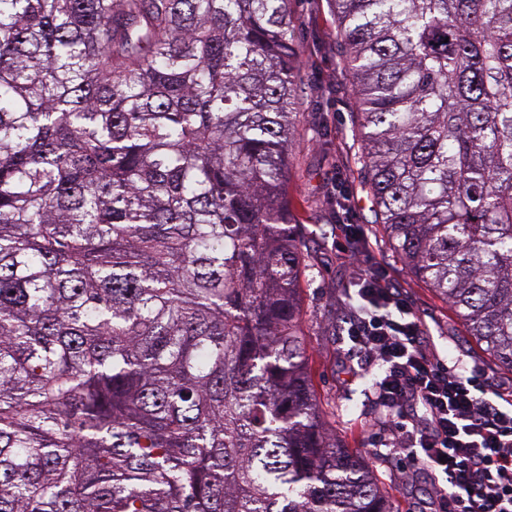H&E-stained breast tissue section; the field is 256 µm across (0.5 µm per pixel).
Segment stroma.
I'll return each mask as SVG.
<instances>
[{"label": "stroma", "instance_id": "35a3bbf8", "mask_svg": "<svg viewBox=\"0 0 512 512\" xmlns=\"http://www.w3.org/2000/svg\"><path fill=\"white\" fill-rule=\"evenodd\" d=\"M290 8L301 53V92L288 196L299 222L311 231L305 245L310 267L302 279L301 320L314 384L329 432L364 461L398 512H411L417 498L430 491L431 481L424 473L409 480L398 460L368 445L367 428L378 416L368 395L375 377L369 374L352 380L346 374L351 360L342 322L348 308L345 286L354 267L336 246L338 209L332 201L336 182H343L356 200L347 221L361 225L374 257L426 323L431 351L457 370L479 365L504 381L512 379V369L499 365L475 342L448 304L409 272L375 224L360 189L355 98L340 63L331 4L329 0H292Z\"/></svg>", "mask_w": 512, "mask_h": 512}]
</instances>
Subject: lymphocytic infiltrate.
Here are the masks:
<instances>
[{
  "mask_svg": "<svg viewBox=\"0 0 512 512\" xmlns=\"http://www.w3.org/2000/svg\"><path fill=\"white\" fill-rule=\"evenodd\" d=\"M352 304L344 331L360 360L378 371L371 399L388 419L378 437L434 480L417 512H512V391L494 388L426 349L427 329L385 269L353 248Z\"/></svg>",
  "mask_w": 512,
  "mask_h": 512,
  "instance_id": "1",
  "label": "lymphocytic infiltrate"
}]
</instances>
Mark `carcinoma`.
Masks as SVG:
<instances>
[{
	"label": "carcinoma",
	"mask_w": 512,
	"mask_h": 512,
	"mask_svg": "<svg viewBox=\"0 0 512 512\" xmlns=\"http://www.w3.org/2000/svg\"><path fill=\"white\" fill-rule=\"evenodd\" d=\"M362 188L512 368V0H330ZM290 0H0V512H397L328 436Z\"/></svg>",
	"instance_id": "cac0c4a2"
}]
</instances>
